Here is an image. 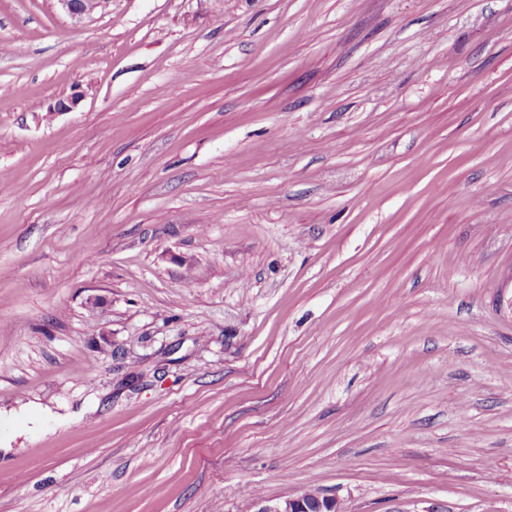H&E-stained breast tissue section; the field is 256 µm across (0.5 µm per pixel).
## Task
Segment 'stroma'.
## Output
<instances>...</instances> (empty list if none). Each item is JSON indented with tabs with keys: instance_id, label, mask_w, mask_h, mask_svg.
<instances>
[{
	"instance_id": "stroma-1",
	"label": "stroma",
	"mask_w": 512,
	"mask_h": 512,
	"mask_svg": "<svg viewBox=\"0 0 512 512\" xmlns=\"http://www.w3.org/2000/svg\"><path fill=\"white\" fill-rule=\"evenodd\" d=\"M250 488L512 512V0H0V512ZM57 2L72 19L80 20L101 8L107 0H57Z\"/></svg>"
}]
</instances>
